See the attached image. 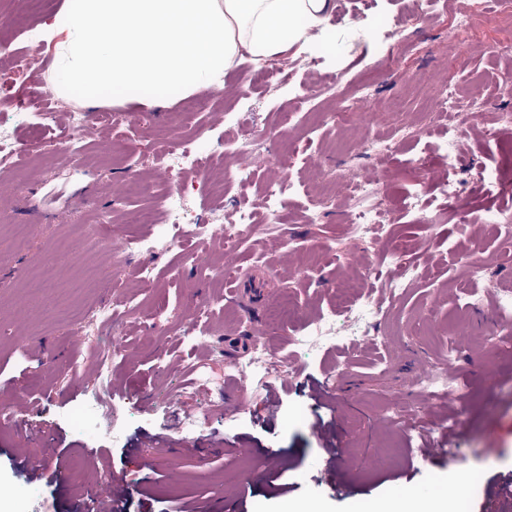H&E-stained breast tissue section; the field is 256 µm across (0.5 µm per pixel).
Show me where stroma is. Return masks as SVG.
<instances>
[{
	"label": "stroma",
	"mask_w": 512,
	"mask_h": 512,
	"mask_svg": "<svg viewBox=\"0 0 512 512\" xmlns=\"http://www.w3.org/2000/svg\"><path fill=\"white\" fill-rule=\"evenodd\" d=\"M334 2V40L304 54L305 68H295L291 57L260 69L242 62L212 88L194 118L178 114L175 90L163 91L153 107L112 94L105 104L119 108L120 125L102 130L100 140L80 137L62 150L71 108L91 117L96 107L79 93L69 102L54 95L49 72L0 87V99L31 113L27 123L12 126L17 146L38 135L50 144L0 172V211L32 223L23 242L0 223V407L31 403L15 424L0 425V512H74L87 503L93 478L109 475L129 487L126 512H157L166 500L175 508L189 502L199 512H219L236 495L245 512H280L285 500L317 512H380L405 496L432 498L461 473L475 478L466 487L467 512H512V497L497 492L499 483L512 481V316L493 311L498 290L512 289V245L491 228L473 231L487 211L512 212V127L494 138L483 132L499 113H512V99L497 92L512 71V25L461 36L454 19L468 12L471 0H432L418 11L409 0ZM390 28L402 46L393 77L376 65L379 37ZM450 57L460 93L480 90L484 102L459 153L493 173L452 203L437 188V174L448 167L434 145L437 129L427 121L435 110L430 90ZM365 83L379 101L396 100L410 122L420 123L418 141L380 158L366 146L389 135L393 119L361 111L346 126L325 120L337 99ZM45 107L50 118H38ZM233 112L253 113V124L225 122ZM232 134L256 140L262 165L250 183H226L220 194L207 192L195 166L186 165L181 178L191 208L202 219L220 214L229 221L236 206L253 204L262 224L265 183L288 179L295 193L277 237L252 232L231 251L188 231L179 248L163 243L151 252L106 257L95 234L98 214L157 206L166 191L153 155L173 142L208 149ZM77 154L84 164L74 165ZM316 157L326 172L321 184L309 165ZM413 157L418 165H410ZM347 168L380 181L394 203L389 241H353L338 177ZM132 177L145 194L125 196ZM417 183L427 202L422 219L396 205ZM319 194L331 201L322 222L302 221ZM60 209L69 212L63 224L55 220ZM63 239L71 243L64 252ZM392 242L408 247L415 261L428 251L438 261L389 307L380 323L383 343L370 349L330 343L308 354L300 338L314 316L354 290L371 292L365 269L379 264ZM200 249L208 254L202 265L194 260ZM141 267L151 269L150 282L136 279ZM45 272L47 287L30 290L29 279ZM115 300L125 316L113 329L87 332L83 348L73 350L69 321ZM285 300L293 306L287 324L269 322L271 308ZM198 304L208 313L190 320L188 310ZM255 321L266 323V343L294 379L284 386L275 375L253 376L238 392L226 365L246 362L238 341ZM115 341L120 357L108 366L104 385L96 378L101 352ZM446 362L456 368L448 385L461 392L441 399L419 381ZM333 371L338 378L323 396L328 409L317 413L313 387ZM199 372L208 386L195 384ZM99 393L115 421L79 431L70 410ZM236 393L244 408L225 410L221 396ZM320 416L335 453L312 431ZM450 422L458 432L456 454L423 458V441ZM136 440L139 450L130 451ZM238 440L251 444L252 453L236 454ZM22 454L41 461L42 481L16 474L11 458ZM284 462L289 471L281 481L274 473Z\"/></svg>",
	"instance_id": "1"
}]
</instances>
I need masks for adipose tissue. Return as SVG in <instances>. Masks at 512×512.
Returning <instances> with one entry per match:
<instances>
[{
  "label": "adipose tissue",
  "instance_id": "1",
  "mask_svg": "<svg viewBox=\"0 0 512 512\" xmlns=\"http://www.w3.org/2000/svg\"><path fill=\"white\" fill-rule=\"evenodd\" d=\"M333 9V0H65L41 32L54 44V90L93 105L118 87L141 98L222 85L241 61L308 50Z\"/></svg>",
  "mask_w": 512,
  "mask_h": 512
}]
</instances>
